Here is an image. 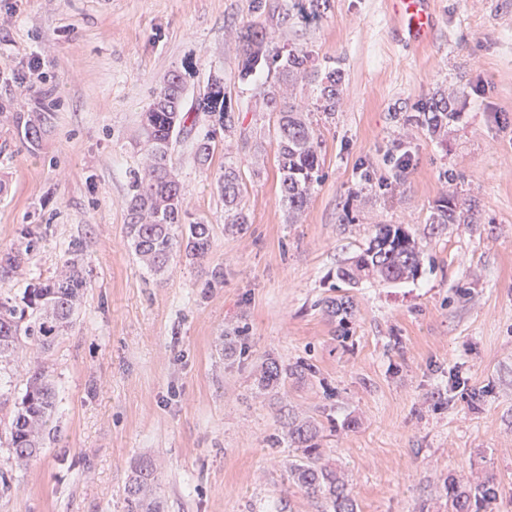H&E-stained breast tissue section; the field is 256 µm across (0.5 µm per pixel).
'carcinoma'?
Segmentation results:
<instances>
[{
  "label": "carcinoma",
  "instance_id": "1",
  "mask_svg": "<svg viewBox=\"0 0 512 512\" xmlns=\"http://www.w3.org/2000/svg\"><path fill=\"white\" fill-rule=\"evenodd\" d=\"M242 40L237 79L254 87L266 111L277 113L275 133L281 201L289 213L298 214L307 207L314 184L321 181L323 160L321 140L313 120L287 99V91L313 69L312 54L303 48L271 45L263 27L247 28ZM341 84L340 70L324 68L314 111L326 119L334 115ZM185 90L183 74L172 73L140 118L149 162L132 183L133 193L127 202V237L136 255L156 273L164 271L181 249L197 261L205 260L212 243L211 225L203 221L185 223L184 189L170 166L173 143L192 132L199 115L207 117L210 124L205 126L204 133L191 141L196 160L204 164L212 153L217 131L234 130L232 95L227 86H222L211 99H198L195 115L185 109ZM422 112L429 113L426 122L436 126L448 118V101L437 100L422 107ZM2 116L12 120L27 141L39 140L38 122L46 119L43 113L6 112L0 105ZM217 185L224 198L225 227L231 232L243 231L248 216L241 205L242 185L237 170L225 166ZM463 210L464 202L453 195L446 196L437 205L433 223L455 224ZM42 240L36 229L29 225L23 227L18 244L0 255V272L8 275L33 259ZM70 253L73 258L66 261L63 272L28 284L20 301L0 297V364L14 360L22 345L44 348L74 326L88 282L79 265L77 245L71 246ZM421 257L422 249L405 227L378 224L352 267L338 269L336 277L350 288L364 278L383 283L413 280L419 274ZM352 309L348 300L327 302V312L341 325L351 317ZM308 369L307 364L282 365L273 360L263 367L259 383L265 389L274 390ZM56 398V385L48 371L34 367L8 428V464L25 466L44 448ZM317 435V426L311 421L289 424L288 439L301 451V460L289 465L290 479L307 494L322 498V512H357L356 500L343 478L321 464L320 448L315 443ZM155 491L153 466L143 461L135 467L125 486L126 512H159ZM444 491L448 512H492L498 498V488L488 481L471 483L450 477Z\"/></svg>",
  "mask_w": 512,
  "mask_h": 512
}]
</instances>
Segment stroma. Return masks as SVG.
I'll return each instance as SVG.
<instances>
[{
	"label": "stroma",
	"instance_id": "1",
	"mask_svg": "<svg viewBox=\"0 0 512 512\" xmlns=\"http://www.w3.org/2000/svg\"><path fill=\"white\" fill-rule=\"evenodd\" d=\"M434 2V31L414 47L389 0H329L315 18L294 0L260 14L250 0H0V104L48 114L33 144L0 122V250L23 225L44 232L30 263L0 274V293L21 297L75 243L90 281L74 327L24 347L0 378V461L30 369L58 387L55 437L8 470L0 512H125L143 459L160 512H321L288 479L295 419L317 425L322 461L359 512H448L451 475L492 481L495 512H512V0ZM257 24L344 73L319 124L323 178L295 223L279 197L275 116L236 77L240 34ZM214 68L235 133L204 164L190 142L172 153L212 250L156 274L126 235L148 160L140 114L176 71L194 102ZM451 91L454 113L428 126L422 106ZM228 163L243 184L240 234L225 232L216 186ZM449 195L469 223H432ZM379 224L419 241V275L347 287L337 269ZM341 298L353 304L343 326L326 312ZM270 358L309 370L266 390Z\"/></svg>",
	"mask_w": 512,
	"mask_h": 512
}]
</instances>
